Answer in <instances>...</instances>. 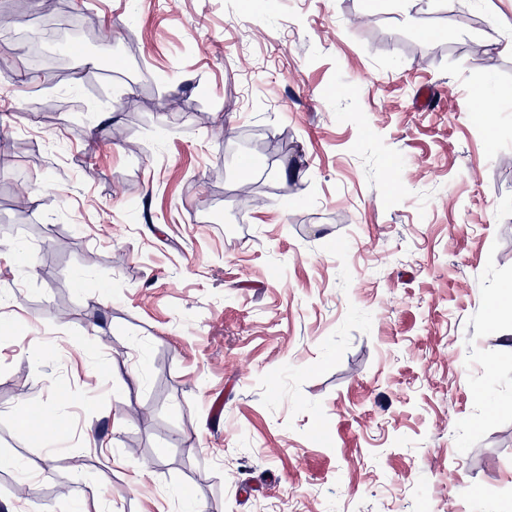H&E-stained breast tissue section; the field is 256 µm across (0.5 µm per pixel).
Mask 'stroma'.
<instances>
[{"mask_svg":"<svg viewBox=\"0 0 512 512\" xmlns=\"http://www.w3.org/2000/svg\"><path fill=\"white\" fill-rule=\"evenodd\" d=\"M60 2L0 23L65 59L0 69V512H512V0Z\"/></svg>","mask_w":512,"mask_h":512,"instance_id":"1","label":"stroma"}]
</instances>
